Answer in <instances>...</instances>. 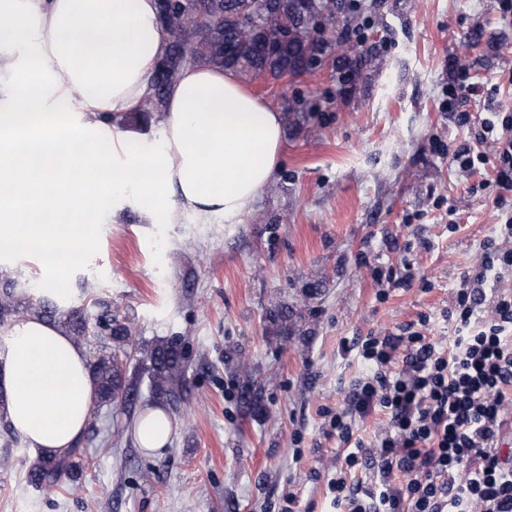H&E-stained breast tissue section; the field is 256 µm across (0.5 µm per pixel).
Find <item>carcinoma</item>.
I'll return each instance as SVG.
<instances>
[{
  "mask_svg": "<svg viewBox=\"0 0 512 512\" xmlns=\"http://www.w3.org/2000/svg\"><path fill=\"white\" fill-rule=\"evenodd\" d=\"M168 43L150 82V91L136 119L147 121L162 111L166 89L188 63L234 71L247 81L272 83L312 68L332 51L346 52L347 24L357 6L352 0H156ZM210 18L204 25L199 15ZM27 284L0 276V325L18 318L37 317L60 322L80 343L91 328L109 331L115 351H102L90 359L89 371L96 384L97 402H127L131 383L126 363L117 350L131 339L132 327L118 319L101 317L95 322L78 308L65 309L47 295L30 297ZM269 322L288 335L294 311L286 304L268 310ZM150 386L155 395L177 398L186 382L187 357L181 343L155 345L146 353ZM81 450L74 447L63 457L33 461L28 480L36 487H54L71 477L79 465Z\"/></svg>",
  "mask_w": 512,
  "mask_h": 512,
  "instance_id": "carcinoma-1",
  "label": "carcinoma"
}]
</instances>
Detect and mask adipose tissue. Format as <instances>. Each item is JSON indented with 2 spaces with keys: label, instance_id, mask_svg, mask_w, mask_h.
Masks as SVG:
<instances>
[{
  "label": "adipose tissue",
  "instance_id": "obj_1",
  "mask_svg": "<svg viewBox=\"0 0 512 512\" xmlns=\"http://www.w3.org/2000/svg\"><path fill=\"white\" fill-rule=\"evenodd\" d=\"M167 35L156 0H0V259L37 256L65 283L96 244L90 215L149 199L166 223H235L282 161L283 116L234 72L187 65L151 145L119 121L138 112ZM82 345L62 327H0V408L34 454L67 453L95 397ZM140 448L169 445L159 407L135 422Z\"/></svg>",
  "mask_w": 512,
  "mask_h": 512
}]
</instances>
